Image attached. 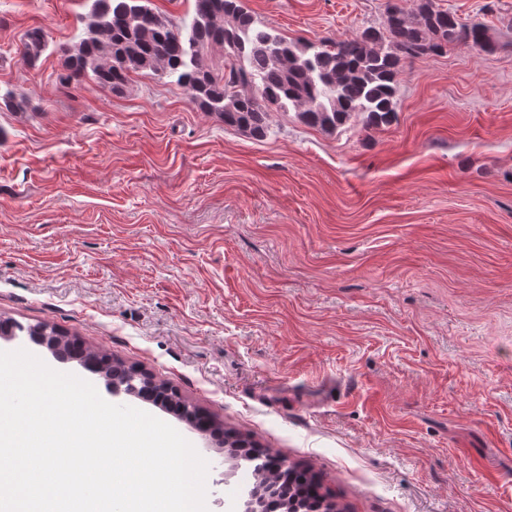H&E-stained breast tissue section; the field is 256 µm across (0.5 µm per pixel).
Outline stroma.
Masks as SVG:
<instances>
[{
    "label": "stroma",
    "mask_w": 512,
    "mask_h": 512,
    "mask_svg": "<svg viewBox=\"0 0 512 512\" xmlns=\"http://www.w3.org/2000/svg\"><path fill=\"white\" fill-rule=\"evenodd\" d=\"M288 37L384 0H244ZM500 43L411 60L390 124L275 113L253 138L152 72L62 87L88 0H0V317L144 369L314 473L341 512H512V0H442ZM35 27L50 38L22 54ZM209 512L252 468L175 415ZM48 47L49 41L41 30L34 29L25 34L22 50L29 62H36Z\"/></svg>",
    "instance_id": "stroma-1"
}]
</instances>
